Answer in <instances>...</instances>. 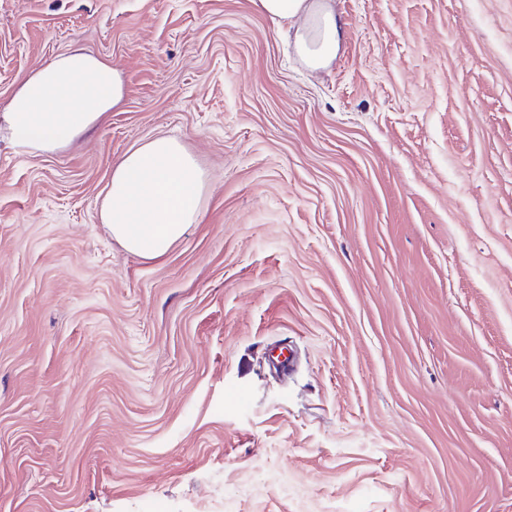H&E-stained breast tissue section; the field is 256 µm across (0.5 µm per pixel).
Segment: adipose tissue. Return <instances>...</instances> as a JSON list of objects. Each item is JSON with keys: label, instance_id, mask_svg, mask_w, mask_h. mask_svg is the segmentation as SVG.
I'll list each match as a JSON object with an SVG mask.
<instances>
[{"label": "adipose tissue", "instance_id": "obj_1", "mask_svg": "<svg viewBox=\"0 0 512 512\" xmlns=\"http://www.w3.org/2000/svg\"><path fill=\"white\" fill-rule=\"evenodd\" d=\"M254 2L284 27L309 68L328 67L335 59L342 29L330 0ZM121 98L122 84L111 64L72 49L24 78L0 120L16 145L38 156L67 147ZM204 187L196 159L176 139L158 136L115 165L101 220L128 252L155 259L198 223Z\"/></svg>", "mask_w": 512, "mask_h": 512}]
</instances>
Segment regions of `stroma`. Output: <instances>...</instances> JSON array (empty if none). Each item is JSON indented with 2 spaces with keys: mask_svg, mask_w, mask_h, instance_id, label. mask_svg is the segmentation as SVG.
<instances>
[{
  "mask_svg": "<svg viewBox=\"0 0 512 512\" xmlns=\"http://www.w3.org/2000/svg\"><path fill=\"white\" fill-rule=\"evenodd\" d=\"M333 7L313 71L253 0H0V112L74 48L124 91L0 123V512H512V0ZM158 135L207 184L143 259L100 212ZM122 93L110 63L71 49L22 80L2 119L14 143L29 154L52 153L94 126Z\"/></svg>",
  "mask_w": 512,
  "mask_h": 512,
  "instance_id": "obj_1",
  "label": "stroma"
}]
</instances>
